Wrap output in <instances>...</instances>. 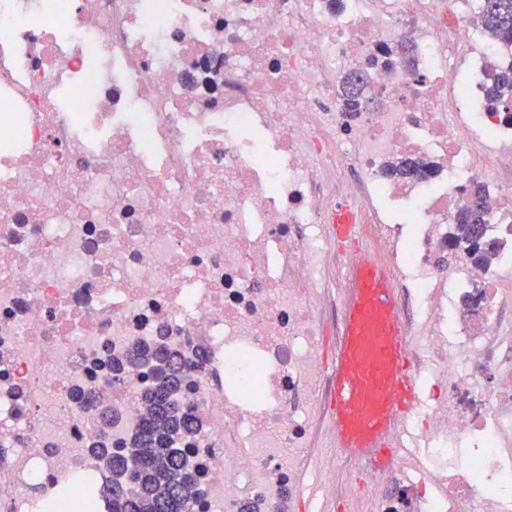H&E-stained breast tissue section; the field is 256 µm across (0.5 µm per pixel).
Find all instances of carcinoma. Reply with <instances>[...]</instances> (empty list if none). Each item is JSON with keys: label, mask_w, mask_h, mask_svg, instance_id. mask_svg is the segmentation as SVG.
<instances>
[{"label": "carcinoma", "mask_w": 512, "mask_h": 512, "mask_svg": "<svg viewBox=\"0 0 512 512\" xmlns=\"http://www.w3.org/2000/svg\"><path fill=\"white\" fill-rule=\"evenodd\" d=\"M485 28L507 45L512 44V0H487L483 14ZM491 94L504 108L512 102V67L492 74ZM484 210L465 208L449 228L453 246L474 262L483 263L495 243L484 239ZM128 363L135 368L161 370L158 382L149 385L141 398L147 408L142 430L124 443L129 454L103 444L93 448L106 468L123 467L129 473L126 486L109 484L104 492L112 496V512H154L159 503L169 512H185L197 494V482L189 472L187 459L176 440L193 430L191 414L170 399L184 380V368L173 363V355L162 344L136 346Z\"/></svg>", "instance_id": "carcinoma-1"}]
</instances>
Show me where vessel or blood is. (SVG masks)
<instances>
[{
  "label": "vessel or blood",
  "mask_w": 512,
  "mask_h": 512,
  "mask_svg": "<svg viewBox=\"0 0 512 512\" xmlns=\"http://www.w3.org/2000/svg\"><path fill=\"white\" fill-rule=\"evenodd\" d=\"M342 316L330 366L329 429L346 458L395 465L398 429L420 402L394 270L362 256L340 273Z\"/></svg>",
  "instance_id": "b4317fda"
}]
</instances>
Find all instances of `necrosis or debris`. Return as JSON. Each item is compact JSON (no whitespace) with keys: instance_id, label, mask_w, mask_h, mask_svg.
<instances>
[{"instance_id":"obj_1","label":"necrosis or debris","mask_w":512,"mask_h":512,"mask_svg":"<svg viewBox=\"0 0 512 512\" xmlns=\"http://www.w3.org/2000/svg\"><path fill=\"white\" fill-rule=\"evenodd\" d=\"M486 0H0V512H34L145 414L166 344L189 512H288L323 415L329 270L348 206L406 311L420 448L380 512H512V47ZM364 97L349 108L345 82ZM429 166L424 179L394 162ZM482 190L483 266L448 227ZM493 87L491 94L494 100L500 103L506 112H509V103L512 102V67L502 69L492 74Z\"/></svg>"}]
</instances>
